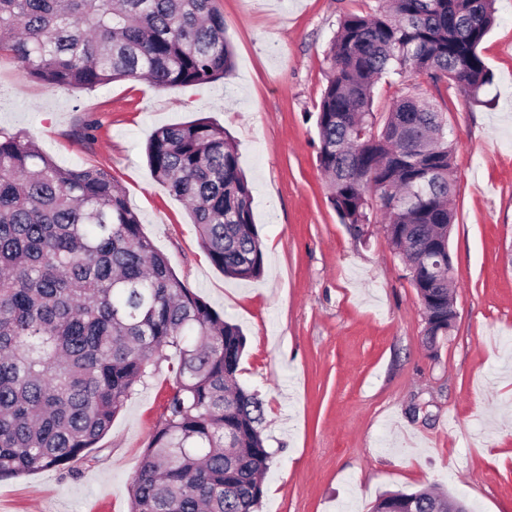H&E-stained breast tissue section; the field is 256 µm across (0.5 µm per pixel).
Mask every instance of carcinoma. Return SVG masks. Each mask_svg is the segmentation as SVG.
I'll list each match as a JSON object with an SVG mask.
<instances>
[{"label":"carcinoma","instance_id":"carcinoma-1","mask_svg":"<svg viewBox=\"0 0 512 512\" xmlns=\"http://www.w3.org/2000/svg\"><path fill=\"white\" fill-rule=\"evenodd\" d=\"M495 0H382L348 13L328 52L316 128L330 201L355 235L377 210L428 314L426 343L448 321L453 142L439 105L408 92L374 112L384 78L454 81L479 101L492 75L478 48ZM55 87L122 79L205 86L233 70L217 0H0V53ZM153 176L189 208L225 276L264 273L252 187L224 127H160ZM246 337L175 276L103 168H62L25 133L0 131V479L97 461L95 446L172 351L176 386L130 486V512H255L271 453L263 403L237 372ZM416 512H448L425 488L391 492Z\"/></svg>","mask_w":512,"mask_h":512}]
</instances>
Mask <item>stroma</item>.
I'll list each match as a JSON object with an SVG mask.
<instances>
[{"instance_id": "35a3bbf8", "label": "stroma", "mask_w": 512, "mask_h": 512, "mask_svg": "<svg viewBox=\"0 0 512 512\" xmlns=\"http://www.w3.org/2000/svg\"><path fill=\"white\" fill-rule=\"evenodd\" d=\"M234 71L205 88L121 80L64 90L0 55V131L26 132L63 167L108 170L176 277L238 324V380L263 401L272 453L258 512H373L388 492L438 486L469 512H512V0L480 47L479 103L442 101L456 192L449 238L457 318L427 347L421 299L380 221L354 236L317 162L325 53L340 17L378 0H220ZM205 117L235 140L251 183L264 273L224 277L186 205L156 181L152 132ZM95 122L94 140L81 138ZM152 378L114 418L97 461L0 480V512H129L130 485L176 382Z\"/></svg>"}]
</instances>
